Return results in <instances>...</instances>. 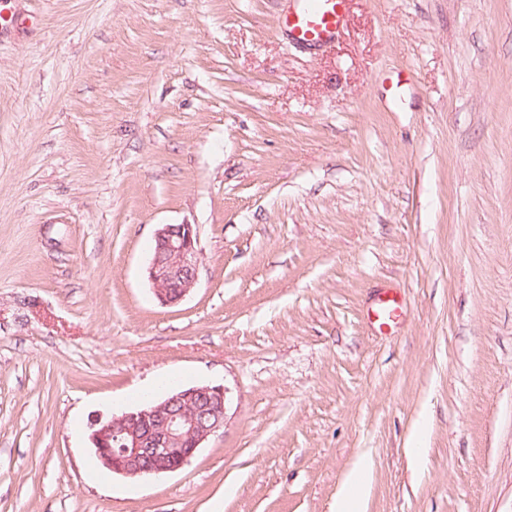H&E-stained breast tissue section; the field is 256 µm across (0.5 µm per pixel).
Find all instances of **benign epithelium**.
<instances>
[{"label":"benign epithelium","instance_id":"obj_1","mask_svg":"<svg viewBox=\"0 0 512 512\" xmlns=\"http://www.w3.org/2000/svg\"><path fill=\"white\" fill-rule=\"evenodd\" d=\"M148 279L164 304L180 303L198 280L196 225L163 224L155 233ZM226 389L194 385L144 407L90 424L95 455L112 473L139 479L184 468L202 444L224 428ZM121 444L111 447V441Z\"/></svg>","mask_w":512,"mask_h":512}]
</instances>
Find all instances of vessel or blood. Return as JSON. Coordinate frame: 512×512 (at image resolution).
Segmentation results:
<instances>
[{
	"instance_id": "1",
	"label": "vessel or blood",
	"mask_w": 512,
	"mask_h": 512,
	"mask_svg": "<svg viewBox=\"0 0 512 512\" xmlns=\"http://www.w3.org/2000/svg\"><path fill=\"white\" fill-rule=\"evenodd\" d=\"M348 0H290V6L278 19L289 40L310 48L332 43L345 22ZM401 307L393 293H385L372 310V322L378 328L394 326Z\"/></svg>"
}]
</instances>
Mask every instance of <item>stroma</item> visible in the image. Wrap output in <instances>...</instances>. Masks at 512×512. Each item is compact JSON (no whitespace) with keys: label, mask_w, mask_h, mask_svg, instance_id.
Listing matches in <instances>:
<instances>
[{"label":"stroma","mask_w":512,"mask_h":512,"mask_svg":"<svg viewBox=\"0 0 512 512\" xmlns=\"http://www.w3.org/2000/svg\"><path fill=\"white\" fill-rule=\"evenodd\" d=\"M8 6L0 512H335L360 459L362 512H512V0H349L321 50L276 0ZM197 384L187 466L99 465L90 421ZM148 279L164 304H179L198 280L199 235L196 225L162 224L155 233ZM383 295L384 298H379L378 303L372 308V318L369 312V319L380 331L394 326L401 316V307L394 294L386 292Z\"/></svg>","instance_id":"1"}]
</instances>
